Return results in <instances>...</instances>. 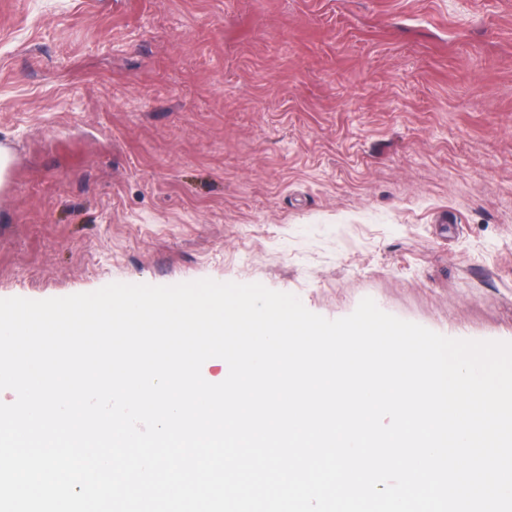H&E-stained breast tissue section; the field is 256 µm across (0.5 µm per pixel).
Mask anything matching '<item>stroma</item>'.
<instances>
[{
	"mask_svg": "<svg viewBox=\"0 0 512 512\" xmlns=\"http://www.w3.org/2000/svg\"><path fill=\"white\" fill-rule=\"evenodd\" d=\"M0 299L211 279L512 342V0H0Z\"/></svg>",
	"mask_w": 512,
	"mask_h": 512,
	"instance_id": "obj_1",
	"label": "stroma"
}]
</instances>
